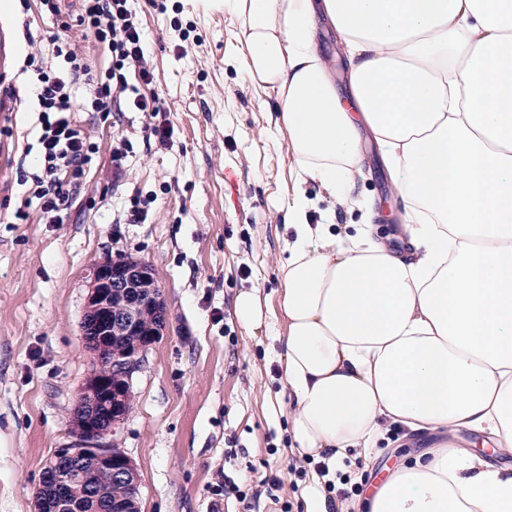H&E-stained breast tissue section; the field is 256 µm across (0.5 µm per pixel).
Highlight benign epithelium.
<instances>
[{"instance_id":"7a95c632","label":"benign epithelium","mask_w":512,"mask_h":512,"mask_svg":"<svg viewBox=\"0 0 512 512\" xmlns=\"http://www.w3.org/2000/svg\"><path fill=\"white\" fill-rule=\"evenodd\" d=\"M148 310L155 313L153 328L143 340L122 346L120 339L140 330ZM166 327L165 302L147 264L106 256L91 265L81 336L92 370L72 419L71 442L55 449L42 469L35 512H83L98 500L102 477L132 492L114 512H138L137 469L108 436L126 419L133 374Z\"/></svg>"}]
</instances>
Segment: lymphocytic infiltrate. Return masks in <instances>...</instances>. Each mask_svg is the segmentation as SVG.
I'll use <instances>...</instances> for the list:
<instances>
[{
	"label": "lymphocytic infiltrate",
	"instance_id": "lymphocytic-infiltrate-1",
	"mask_svg": "<svg viewBox=\"0 0 512 512\" xmlns=\"http://www.w3.org/2000/svg\"><path fill=\"white\" fill-rule=\"evenodd\" d=\"M128 0H81L79 24L83 37L106 44L112 65L105 76L95 74L71 35L72 26L62 19L58 0H41L43 7L57 16V30L49 39L53 57L64 58L67 70L48 64L42 50L28 52L25 67L33 68L37 82L33 94L41 109L42 133L39 138L33 198L49 223H62L83 186L85 167L92 145L72 120L77 105L72 90L81 84L93 95L95 111L108 112L121 103L132 102L136 111L159 114L157 98L132 95L128 72H138L145 84H152L154 68L146 49L145 36L127 7Z\"/></svg>",
	"mask_w": 512,
	"mask_h": 512
}]
</instances>
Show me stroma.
I'll use <instances>...</instances> for the list:
<instances>
[{
    "label": "stroma",
    "instance_id": "1",
    "mask_svg": "<svg viewBox=\"0 0 512 512\" xmlns=\"http://www.w3.org/2000/svg\"><path fill=\"white\" fill-rule=\"evenodd\" d=\"M129 7L155 70L151 85L135 75L129 83L159 97L173 132L157 145L149 113L91 111L88 88L76 86L74 118L95 151L61 224L33 206L16 214L41 134L20 66L30 42L46 45L55 19L39 0L0 7V85L19 92L0 104V512H34L42 465L70 440L91 363L81 339L86 275L105 256L150 265L169 316L133 375V408L116 435L138 470L140 512H305L317 465L291 452L293 397L273 353L285 333L277 258L294 179L287 149L268 136L276 94L241 68L240 23L220 0ZM362 154L354 206L331 205L306 182L309 223H334L344 236L359 224L377 237L399 232L402 204L371 139ZM135 207L144 221H131ZM254 288L263 322L249 331L234 303ZM435 442L404 438L374 459L345 460L329 499L351 503L363 482Z\"/></svg>",
    "mask_w": 512,
    "mask_h": 512
}]
</instances>
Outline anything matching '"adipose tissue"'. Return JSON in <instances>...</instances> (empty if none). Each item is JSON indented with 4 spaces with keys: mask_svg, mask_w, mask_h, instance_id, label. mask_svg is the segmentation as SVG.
I'll list each match as a JSON object with an SVG mask.
<instances>
[{
    "mask_svg": "<svg viewBox=\"0 0 512 512\" xmlns=\"http://www.w3.org/2000/svg\"><path fill=\"white\" fill-rule=\"evenodd\" d=\"M240 64L275 91L293 167L345 200L373 135L403 202L405 254L369 225L309 224L294 188L281 276L291 449L339 470L391 426L443 436L365 512H512V0H222ZM345 49L339 90L320 20ZM468 429L483 452L458 448Z\"/></svg>",
    "mask_w": 512,
    "mask_h": 512,
    "instance_id": "obj_1",
    "label": "adipose tissue"
}]
</instances>
